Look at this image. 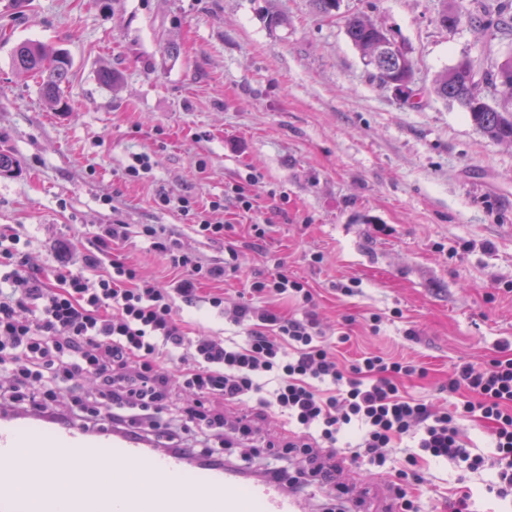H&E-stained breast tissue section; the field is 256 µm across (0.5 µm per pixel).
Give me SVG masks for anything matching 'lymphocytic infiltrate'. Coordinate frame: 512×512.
Masks as SVG:
<instances>
[{"label": "lymphocytic infiltrate", "instance_id": "lymphocytic-infiltrate-1", "mask_svg": "<svg viewBox=\"0 0 512 512\" xmlns=\"http://www.w3.org/2000/svg\"><path fill=\"white\" fill-rule=\"evenodd\" d=\"M160 206L190 220L196 234L223 240V200L199 209L190 197L166 192ZM168 258L172 278L143 277L122 254L133 234ZM96 252L71 267V249L58 242L55 284H48L20 249L12 227L0 228V416H39L67 421L61 402L78 407L87 430L135 426L155 448H183L223 435L224 410L248 401L283 415L291 427L279 447L315 453L347 443L351 459L371 472L397 469L400 512H420L423 459L445 460L459 481L490 472L489 490L512 496V355L467 362L448 377V406L438 407L403 389L422 367L368 353L351 365L338 360L321 338L313 295L281 270L251 286L257 304H237L231 321L241 342L192 336L181 312L197 302L224 307L223 293L200 295V285L236 276L238 254L226 246L221 262L204 260L159 224L132 231L120 217L100 225ZM302 304L301 317L276 309L281 296ZM484 424L490 453L473 452L463 424Z\"/></svg>", "mask_w": 512, "mask_h": 512}]
</instances>
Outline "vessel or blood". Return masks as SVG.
Returning a JSON list of instances; mask_svg holds the SVG:
<instances>
[{
    "mask_svg": "<svg viewBox=\"0 0 512 512\" xmlns=\"http://www.w3.org/2000/svg\"><path fill=\"white\" fill-rule=\"evenodd\" d=\"M75 463L65 481L44 484L54 460ZM125 475L111 504L100 497V471ZM192 490H184L186 479ZM0 512H304L276 483L241 482L230 470L189 468L183 454L156 452L132 436L78 424L0 419Z\"/></svg>",
    "mask_w": 512,
    "mask_h": 512,
    "instance_id": "b4317fda",
    "label": "vessel or blood"
}]
</instances>
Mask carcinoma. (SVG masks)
I'll use <instances>...</instances> for the list:
<instances>
[{
    "instance_id": "1",
    "label": "carcinoma",
    "mask_w": 512,
    "mask_h": 512,
    "mask_svg": "<svg viewBox=\"0 0 512 512\" xmlns=\"http://www.w3.org/2000/svg\"><path fill=\"white\" fill-rule=\"evenodd\" d=\"M441 4L439 23L450 32L455 30V26L448 25L451 15L483 30L512 28V0H501L476 11L464 10L448 0H441ZM345 28L365 65L372 68L371 76L375 80L384 86L393 85L399 91L410 87L414 63L403 44L359 13L346 17ZM12 63L40 79L43 96L50 105L67 109L62 86L68 81L71 60L65 50L21 42L13 49ZM489 89L499 94L504 103L512 105V57L485 71L477 69L471 60L462 59L438 75L434 87L439 97L458 103L473 125L489 139L512 144V108L488 104Z\"/></svg>"
}]
</instances>
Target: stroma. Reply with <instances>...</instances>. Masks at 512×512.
<instances>
[{"label":"stroma","mask_w":512,"mask_h":512,"mask_svg":"<svg viewBox=\"0 0 512 512\" xmlns=\"http://www.w3.org/2000/svg\"><path fill=\"white\" fill-rule=\"evenodd\" d=\"M438 3L341 0L325 16L312 0H0V150L17 161L0 174V226L48 270L56 239L94 250L98 225L116 212L132 225H167L219 259L223 243L196 236L155 199L223 198L242 272L227 303L248 301L250 279L286 270L311 289L326 336L348 331L344 362L366 351L416 361L425 374L406 390L447 403L453 366L512 345V146L431 88L462 57L499 65L512 55V32L446 30ZM353 12L409 49L417 104L372 78L346 35ZM23 41L68 52V111L52 110L38 79L14 68ZM106 69L113 85L100 81ZM135 154L150 155L153 168L128 182ZM235 185L248 186L253 212L224 199ZM264 220L265 237L254 238L252 224ZM250 446L234 441L225 467L251 477L287 467L306 512H335L358 496L361 512L391 505L389 477L365 475L347 449L330 458L350 489L339 502L301 459ZM423 471L422 508L442 512L455 469L431 461Z\"/></svg>","instance_id":"obj_1"}]
</instances>
